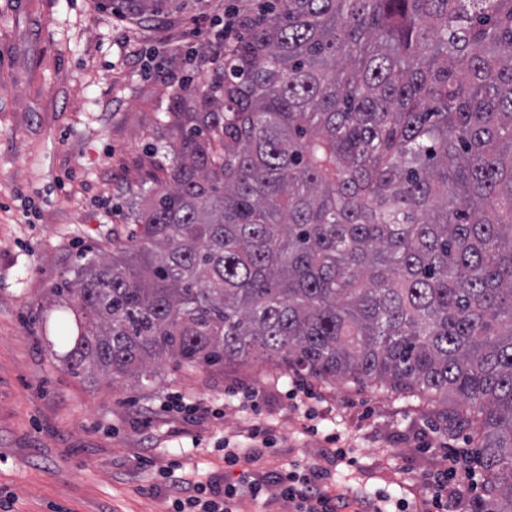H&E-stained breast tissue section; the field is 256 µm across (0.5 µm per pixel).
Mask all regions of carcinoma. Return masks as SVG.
<instances>
[{
    "instance_id": "cac0c4a2",
    "label": "carcinoma",
    "mask_w": 512,
    "mask_h": 512,
    "mask_svg": "<svg viewBox=\"0 0 512 512\" xmlns=\"http://www.w3.org/2000/svg\"><path fill=\"white\" fill-rule=\"evenodd\" d=\"M137 18L165 0H122ZM135 238L53 289L57 359L137 383L280 359L467 405L512 512V0H238Z\"/></svg>"
}]
</instances>
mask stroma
<instances>
[{
    "label": "stroma",
    "instance_id": "obj_1",
    "mask_svg": "<svg viewBox=\"0 0 512 512\" xmlns=\"http://www.w3.org/2000/svg\"><path fill=\"white\" fill-rule=\"evenodd\" d=\"M231 0H166L151 22L120 0H0V500L12 512H169L160 473L223 487L224 445L252 424L272 442L252 466L266 512H292L275 472L348 458L331 492L375 493L423 512L424 476L471 429L447 405L372 382H327L280 362L165 367L152 386L66 369L39 309L83 256L137 228L128 205L162 178L174 90L210 91Z\"/></svg>",
    "mask_w": 512,
    "mask_h": 512
}]
</instances>
